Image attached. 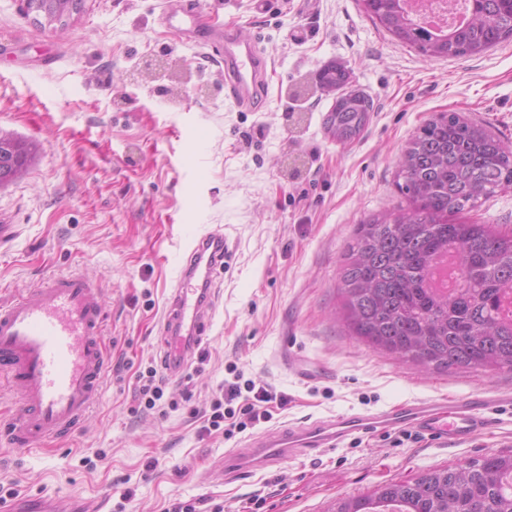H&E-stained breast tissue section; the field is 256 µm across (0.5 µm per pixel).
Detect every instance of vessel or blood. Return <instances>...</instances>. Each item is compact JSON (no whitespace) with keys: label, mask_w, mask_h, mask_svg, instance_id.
<instances>
[{"label":"vessel or blood","mask_w":512,"mask_h":512,"mask_svg":"<svg viewBox=\"0 0 512 512\" xmlns=\"http://www.w3.org/2000/svg\"><path fill=\"white\" fill-rule=\"evenodd\" d=\"M200 0H166L165 22L174 28L196 23ZM201 45L224 63V89L235 104L253 110L269 88L267 58L257 44L233 29ZM224 233L195 240L173 289L165 331L182 328L206 335L213 312L204 284H215L224 268ZM105 314L98 288L79 273L59 274L25 294L0 302V380L17 396L19 413L10 425L14 447L72 433L101 391L108 350ZM512 406V395L493 401L470 396L407 403L369 415L317 419L269 431L224 455V470L235 477L311 452L335 447L355 433L410 425L433 437L465 443L488 433L492 411Z\"/></svg>","instance_id":"1"}]
</instances>
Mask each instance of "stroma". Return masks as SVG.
I'll use <instances>...</instances> for the list:
<instances>
[{
  "label": "stroma",
  "instance_id": "stroma-1",
  "mask_svg": "<svg viewBox=\"0 0 512 512\" xmlns=\"http://www.w3.org/2000/svg\"><path fill=\"white\" fill-rule=\"evenodd\" d=\"M164 0H83L62 24L0 0V137L26 143L23 176L0 186V295L77 271L99 288L110 365L75 435L34 451L0 435V486L56 512H167L204 498L224 512H334L340 499L436 466L512 453V409L466 444L354 434L315 455L228 479L225 452L257 436L202 437L194 411L237 366L288 402L268 429L372 414L448 396L512 394V371L439 373L373 349L338 316L340 269L358 226L396 210L398 157L432 116L456 113L512 147V41L429 59L393 39L359 0H202V26L233 27L272 64L266 102L238 108L224 65L191 32L169 28ZM374 110L360 137L336 142L314 92L324 66ZM305 87L294 97L297 87ZM512 231V188L462 214ZM223 229L209 359L192 381L167 375V415L135 398L142 364L162 358V323L192 239ZM156 468H147L148 459ZM135 496L123 502L125 488Z\"/></svg>",
  "mask_w": 512,
  "mask_h": 512
}]
</instances>
